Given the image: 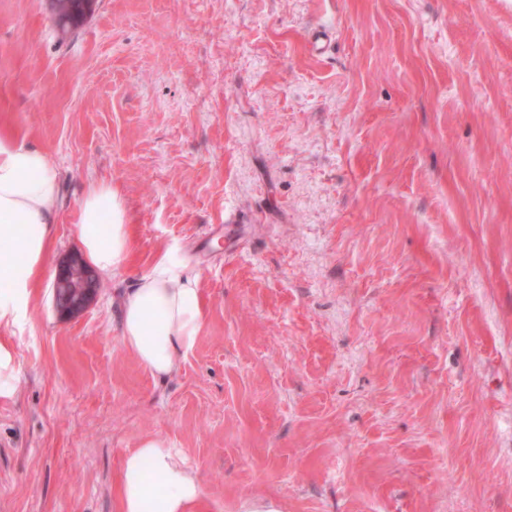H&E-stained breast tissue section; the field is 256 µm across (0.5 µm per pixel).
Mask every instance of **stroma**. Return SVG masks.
I'll list each match as a JSON object with an SVG mask.
<instances>
[{
  "label": "stroma",
  "mask_w": 512,
  "mask_h": 512,
  "mask_svg": "<svg viewBox=\"0 0 512 512\" xmlns=\"http://www.w3.org/2000/svg\"><path fill=\"white\" fill-rule=\"evenodd\" d=\"M1 129L59 198L0 327V512H117L152 436L198 467L200 512H512V0H96L66 33L53 0H0ZM102 181L132 254L64 320ZM163 254L205 311L166 380L120 334ZM80 257L74 255L59 265L53 282V299L55 308L61 318H70L83 312L91 302L97 288L98 276L85 267L81 284H73L69 277V270L76 264H81ZM68 299L66 305L59 303V297ZM19 369L13 344L0 341V401L13 400L18 391Z\"/></svg>",
  "instance_id": "1"
}]
</instances>
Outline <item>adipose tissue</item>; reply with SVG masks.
Listing matches in <instances>:
<instances>
[{"label": "adipose tissue", "instance_id": "obj_1", "mask_svg": "<svg viewBox=\"0 0 512 512\" xmlns=\"http://www.w3.org/2000/svg\"><path fill=\"white\" fill-rule=\"evenodd\" d=\"M58 178L40 149L0 131V326L15 324L46 269L57 219ZM90 267L123 269L132 252L126 209L111 184L92 186L77 220ZM204 323L198 279L179 262L158 258L126 294L121 338L159 379L171 377ZM118 512H195L204 488L198 469L162 437H149L122 461Z\"/></svg>", "mask_w": 512, "mask_h": 512}]
</instances>
